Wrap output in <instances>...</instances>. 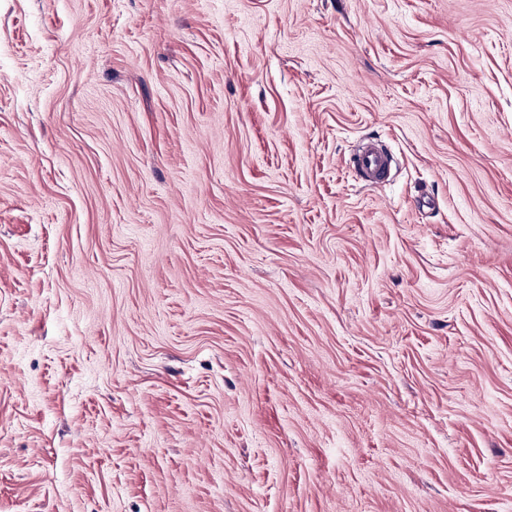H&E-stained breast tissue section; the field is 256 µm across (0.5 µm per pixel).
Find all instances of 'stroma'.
I'll return each mask as SVG.
<instances>
[{
	"label": "stroma",
	"instance_id": "1",
	"mask_svg": "<svg viewBox=\"0 0 512 512\" xmlns=\"http://www.w3.org/2000/svg\"><path fill=\"white\" fill-rule=\"evenodd\" d=\"M0 512H512V0H0ZM394 164L392 153L384 145L368 139L350 155L348 169L358 183L372 186L388 181Z\"/></svg>",
	"mask_w": 512,
	"mask_h": 512
}]
</instances>
